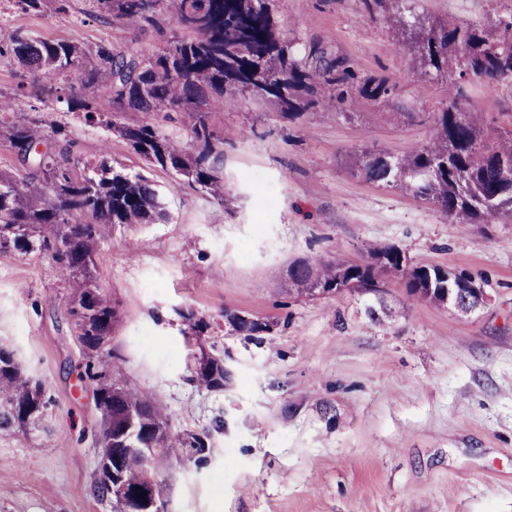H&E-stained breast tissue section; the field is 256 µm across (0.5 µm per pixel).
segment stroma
Returning <instances> with one entry per match:
<instances>
[{"mask_svg":"<svg viewBox=\"0 0 512 512\" xmlns=\"http://www.w3.org/2000/svg\"><path fill=\"white\" fill-rule=\"evenodd\" d=\"M396 0L368 15L359 0H285L281 32L387 77L391 102L337 103L325 88L295 122L269 101L210 112L224 140V198L152 168L165 221L118 226L95 257V283L117 318L100 351L76 332L69 284L44 255L0 249V346L41 385L37 423L0 425V512H114L98 490L97 374L152 391L169 428L202 438L200 458L163 457L171 512H512V220L464 224L403 189L352 174L353 153L402 156L429 143L454 78L425 74L397 37ZM433 21L493 30L512 0H412ZM16 34L87 46L139 38L91 15L88 0H44L40 12L0 0V40ZM0 59V94L66 126L72 158L142 162L115 131L68 111L57 97L19 89ZM477 123L512 125V84L471 81ZM93 110L121 123L154 122L192 151L187 112L122 111L109 95ZM397 246L412 262L487 280L474 313L410 296L396 281L383 299L354 291L306 297L288 287L291 263H360L370 246ZM235 312L269 323L246 336ZM203 322L196 331L195 322ZM224 361V386L194 380L202 359Z\"/></svg>","mask_w":512,"mask_h":512,"instance_id":"obj_1","label":"stroma"}]
</instances>
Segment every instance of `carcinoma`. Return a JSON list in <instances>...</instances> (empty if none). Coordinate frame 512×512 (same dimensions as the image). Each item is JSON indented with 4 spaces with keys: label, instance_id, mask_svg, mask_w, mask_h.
I'll list each match as a JSON object with an SVG mask.
<instances>
[{
    "label": "carcinoma",
    "instance_id": "obj_1",
    "mask_svg": "<svg viewBox=\"0 0 512 512\" xmlns=\"http://www.w3.org/2000/svg\"><path fill=\"white\" fill-rule=\"evenodd\" d=\"M97 17L117 19L165 34L161 17L169 15L195 32L191 41H173L163 52L148 54L132 39L119 47L78 42H52L16 34L0 41V58L19 65L21 76L33 77L51 95L62 76L75 75L68 109L85 113L88 122L115 129L148 164L171 171L213 199L224 201L219 163L221 141L204 119L190 130L195 153H187L150 122L127 125L91 110L90 98L103 92L132 112H210L217 104L239 97L273 101L281 116L293 120L314 104L319 89H336L342 102L354 91L370 102H387L394 87L385 78L359 75L341 55L313 44L302 51L299 42L278 29L284 0H94ZM490 36L471 25L427 24L414 14L400 23L398 37L416 51L421 67L440 76L447 69L461 82H512V16L498 20ZM13 103L0 98V140L34 173L0 175V249L48 254L72 283L70 300L77 316L81 343L91 351L101 347L115 319L110 298L94 284V254L99 242L117 225L155 224L165 219L156 185L140 173L111 165L106 158L83 163L84 174H73L74 163L53 152L65 140V126L36 118L8 119ZM42 144L45 154H29ZM351 169L367 181L400 186L467 224L512 220V129L484 128L456 99L439 112L434 142L404 157L361 150ZM396 278L414 297L448 306L443 289L457 297L455 310L468 315L480 308L473 293L462 296L463 275L438 266H411L397 248L373 247L368 262L328 261L318 266L299 263L288 269L297 291L311 296L328 288H383ZM238 333L256 336L269 324L256 320L237 324ZM11 350L0 347V394L10 407L4 423L26 422L23 411L32 403L31 380L13 362ZM218 359L201 362L197 381L216 388L212 376ZM97 397L108 402L102 411L103 447L111 449L112 465L126 470L129 488L137 493L148 473L140 448L204 447L196 436H173L163 408L147 392L119 379L98 375Z\"/></svg>",
    "mask_w": 512,
    "mask_h": 512
}]
</instances>
